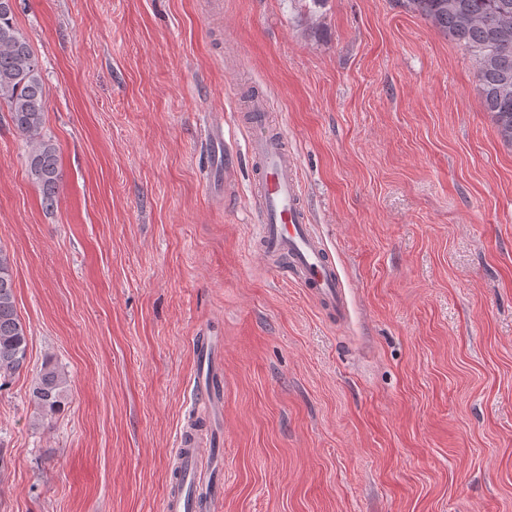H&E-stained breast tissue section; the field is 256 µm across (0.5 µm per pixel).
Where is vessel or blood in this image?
Listing matches in <instances>:
<instances>
[{
    "label": "vessel or blood",
    "instance_id": "obj_1",
    "mask_svg": "<svg viewBox=\"0 0 512 512\" xmlns=\"http://www.w3.org/2000/svg\"><path fill=\"white\" fill-rule=\"evenodd\" d=\"M238 106L246 118L256 164L253 193L260 254L275 268L288 263L290 275L326 314L348 315L345 288L327 245L309 222L297 159L271 113L267 94L240 96ZM195 357L194 410L208 415L223 407L224 394L216 381L222 371V353L211 337L201 335L195 339ZM223 497V469L206 464L195 430L185 429L162 512H215Z\"/></svg>",
    "mask_w": 512,
    "mask_h": 512
}]
</instances>
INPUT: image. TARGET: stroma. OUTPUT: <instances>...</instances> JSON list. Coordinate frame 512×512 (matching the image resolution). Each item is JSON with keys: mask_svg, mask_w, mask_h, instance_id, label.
Wrapping results in <instances>:
<instances>
[{"mask_svg": "<svg viewBox=\"0 0 512 512\" xmlns=\"http://www.w3.org/2000/svg\"><path fill=\"white\" fill-rule=\"evenodd\" d=\"M15 17L60 180L44 209L0 103V247L29 335L0 391V512H161L200 332L223 341L220 512H512V145L468 52L403 0H16ZM254 87L347 324L254 247L236 107ZM47 363L67 388L43 419ZM66 378L55 366L45 364L31 387V400L40 417L51 418L61 409L65 397Z\"/></svg>", "mask_w": 512, "mask_h": 512, "instance_id": "obj_1", "label": "stroma"}]
</instances>
